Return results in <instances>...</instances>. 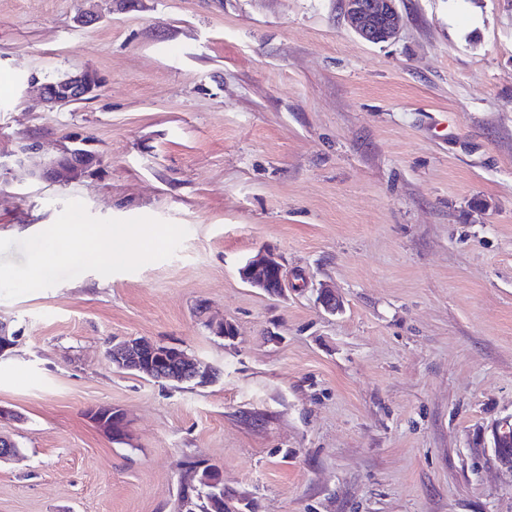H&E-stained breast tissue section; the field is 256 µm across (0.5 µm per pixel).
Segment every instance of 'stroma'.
Instances as JSON below:
<instances>
[{"instance_id":"stroma-1","label":"stroma","mask_w":512,"mask_h":512,"mask_svg":"<svg viewBox=\"0 0 512 512\" xmlns=\"http://www.w3.org/2000/svg\"><path fill=\"white\" fill-rule=\"evenodd\" d=\"M396 8L375 44L342 0H0V153L77 135L101 160L67 184L0 174V238L71 200L188 231L136 272L0 299L19 415L0 512H177L199 459L239 512H512L492 450L512 418V0ZM84 68L98 92L47 111L31 76ZM262 249L280 296L239 275ZM129 337L218 378L117 371L106 350ZM178 357L184 359L188 364L192 373V379L196 382L199 381L195 385L196 387H205L212 384L209 377L214 370L203 365L198 359L189 357L187 354H180ZM178 357L171 358L167 363L156 368L153 378L170 382L176 387H181L180 385L193 386V383L183 381V377H186L185 367L182 365V361L179 360ZM113 413H115L114 417H112L110 419V421L108 423H106L107 418L110 415H112ZM90 417L96 424L100 425L101 430H103L109 436H111V437L112 436H121V437L125 436V433H126L125 422H124V420H122V417L120 414H117V412L112 411V407L97 408L91 412ZM117 419L122 420L121 427L119 430H117L112 424L113 421H116Z\"/></svg>"}]
</instances>
